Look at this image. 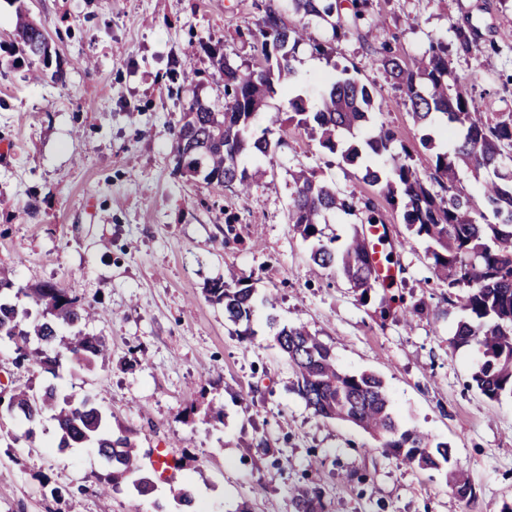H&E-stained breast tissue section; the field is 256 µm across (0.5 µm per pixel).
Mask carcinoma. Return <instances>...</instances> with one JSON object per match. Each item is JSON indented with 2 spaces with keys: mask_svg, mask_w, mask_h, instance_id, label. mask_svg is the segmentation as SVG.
<instances>
[{
  "mask_svg": "<svg viewBox=\"0 0 512 512\" xmlns=\"http://www.w3.org/2000/svg\"><path fill=\"white\" fill-rule=\"evenodd\" d=\"M293 19L285 22L280 6L270 4L257 24L265 68L243 70L220 56L216 70L224 77V110L195 99L183 113L173 151L188 173L221 189L247 191L256 179L244 158L273 159L283 145L270 138L271 129H253V122L267 100L281 90L287 95L288 120L304 130L343 162L364 161L363 181L375 187L390 205L401 206L403 221L412 235L430 242L433 273L450 288H464L461 308L467 317L458 321L453 337L457 346L475 345L482 354L472 382L484 396L512 398V166L503 158L512 153V112H482L468 86L460 84L451 68V56L472 51V28L455 29L454 40L436 39L410 59L383 55L380 63L402 91L415 124L427 128L443 120L458 133L452 151L435 155L434 170L422 175L410 163L406 147L396 151L395 138L385 126L369 124L374 91L347 66L336 68L335 79L321 94L318 108L309 110L306 98L293 91L298 72L296 54L303 45L319 56H330L331 42L352 32L340 13V0H288ZM330 28V40L311 37V26ZM17 50L47 57L49 41L43 27L21 16L17 22ZM367 130L356 142H344L339 133ZM461 169L484 172L481 203L458 187ZM294 192L288 211L292 230L317 244L310 254L312 271L340 273L362 300L379 287L370 261V243L364 226L386 223L372 199L345 194L301 170L293 175ZM439 186L442 192L434 190ZM493 221H486V213ZM339 217H352L354 232L345 241L333 235L323 239L322 225ZM224 305V314L235 324L250 327L256 307L254 289L233 271L207 289ZM27 299L30 308L19 310ZM396 298H382L381 317L397 312L427 317L431 310L420 301L401 311ZM87 307L54 284L16 288L0 279V343L14 347L15 364H37L55 372L62 363L89 368L106 358V341L80 329L89 317ZM37 340L39 347L30 343ZM287 356L296 381L294 391L324 419L354 424L368 433L384 452L420 469H447L448 481L463 498L474 496L463 470L451 466L452 449L429 436L401 429L390 405L382 377L373 372L350 375L336 364L329 347L303 326H284L274 334ZM45 416L54 422L59 451L93 448L108 468L112 483L131 477L137 496H150L153 481L141 474L139 448L128 435H113L108 416L93 396L78 403L60 397L53 384L39 391L31 387L10 390L0 400V418L33 426ZM295 512H329L323 493L303 486L294 492Z\"/></svg>",
  "mask_w": 512,
  "mask_h": 512,
  "instance_id": "carcinoma-1",
  "label": "carcinoma"
}]
</instances>
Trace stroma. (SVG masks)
<instances>
[{"label": "stroma", "mask_w": 512, "mask_h": 512, "mask_svg": "<svg viewBox=\"0 0 512 512\" xmlns=\"http://www.w3.org/2000/svg\"><path fill=\"white\" fill-rule=\"evenodd\" d=\"M269 0H0V277L18 286L52 283L98 318L82 329L105 337L110 358L72 374L19 368L0 346V391L55 382L62 394L96 396L114 431L143 454L156 490L129 483L98 494L109 470L90 448L53 451V424L10 441L0 421V512H157L192 486L198 512H294L296 486L320 488L332 512H512V399L492 401L472 385L477 347H454L463 289L433 277L426 240L407 230L401 208L378 196L362 167L344 163L287 121L283 95L269 101L284 144L262 162L246 194L217 190L178 169L172 141L193 99L222 108L224 80L212 65L260 66L254 34ZM367 38L350 35L331 58L301 50L295 66L317 107L333 65L355 66L375 93V124L406 144L413 166L432 172L452 149L442 125L432 148L379 63L473 26L471 55L452 69L474 84L482 111L512 112V0H371ZM41 25L49 58L14 51L19 12ZM480 73L472 82V73ZM341 192L372 198L386 213L399 265L390 288L368 301L340 277L309 272L310 242L288 224L294 171ZM237 269L256 296L249 333L224 317L205 288ZM425 301L431 314L405 325L381 317L379 300ZM305 324L346 372L378 373L402 429L448 443L474 495L459 498L444 474L385 455L358 427L314 414L291 389L292 368L275 328ZM223 404L214 420L210 404ZM266 438L275 454L242 455ZM179 460L178 469L158 459ZM367 482H359V475ZM63 488V497L52 488Z\"/></svg>", "instance_id": "1"}]
</instances>
